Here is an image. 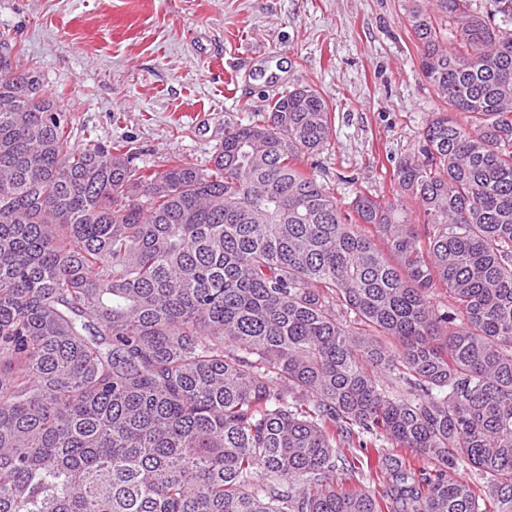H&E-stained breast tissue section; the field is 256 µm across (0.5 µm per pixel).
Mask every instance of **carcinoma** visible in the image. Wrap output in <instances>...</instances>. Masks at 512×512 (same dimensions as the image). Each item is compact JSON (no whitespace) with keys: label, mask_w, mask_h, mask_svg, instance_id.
Returning <instances> with one entry per match:
<instances>
[{"label":"carcinoma","mask_w":512,"mask_h":512,"mask_svg":"<svg viewBox=\"0 0 512 512\" xmlns=\"http://www.w3.org/2000/svg\"><path fill=\"white\" fill-rule=\"evenodd\" d=\"M494 5L409 11L448 111L396 169L423 223L355 199L376 241L299 166L330 139L311 86L224 121L213 167L146 176L122 143L75 147L0 33V512H512V0ZM383 443L431 467L373 471ZM340 468L374 489L335 487Z\"/></svg>","instance_id":"1"}]
</instances>
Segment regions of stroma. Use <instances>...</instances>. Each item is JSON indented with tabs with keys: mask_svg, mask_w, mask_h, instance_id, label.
<instances>
[{
	"mask_svg": "<svg viewBox=\"0 0 512 512\" xmlns=\"http://www.w3.org/2000/svg\"><path fill=\"white\" fill-rule=\"evenodd\" d=\"M412 4L0 0V32L69 112L74 145L129 142L147 175L172 157L210 167L216 122H263L275 95L312 86L332 108L331 134L305 169L347 214L359 195L392 200L398 163L417 152L442 108L420 68Z\"/></svg>",
	"mask_w": 512,
	"mask_h": 512,
	"instance_id": "obj_1",
	"label": "stroma"
}]
</instances>
